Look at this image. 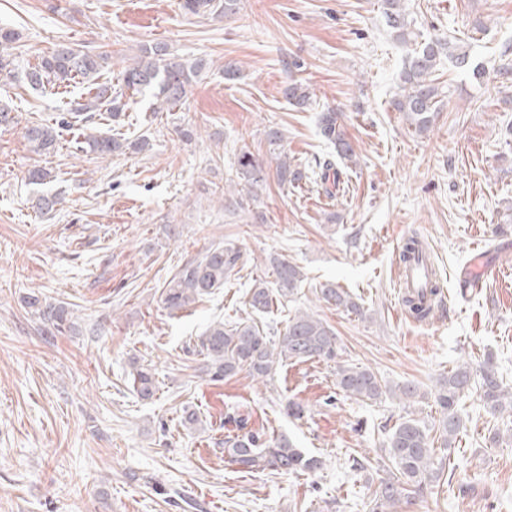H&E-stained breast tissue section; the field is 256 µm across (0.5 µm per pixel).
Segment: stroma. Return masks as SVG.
Returning a JSON list of instances; mask_svg holds the SVG:
<instances>
[{
    "label": "stroma",
    "mask_w": 512,
    "mask_h": 512,
    "mask_svg": "<svg viewBox=\"0 0 512 512\" xmlns=\"http://www.w3.org/2000/svg\"><path fill=\"white\" fill-rule=\"evenodd\" d=\"M399 36L382 0H242L235 18L191 16L181 0H0V25L19 33L15 78L0 79V512H370L395 468L385 448L403 416L424 421L435 440L438 480L397 512H512V418H493L479 387L459 400L466 427L444 448L436 385L466 363L492 360L512 385V0H405ZM465 51L469 66L441 59L434 74L439 112L415 133L394 101L409 52L429 40ZM168 44L186 59H212L172 112L135 95L119 122L150 149L103 159L74 154L72 131L56 151L31 152L23 128L59 124L82 79L55 89L24 83L29 66L56 44L109 56L103 78L117 84L142 45ZM241 76L225 81V60ZM484 67L473 79V66ZM306 84V108L283 94ZM342 112L357 161L340 164L339 192L317 185L316 159L334 147L317 117ZM191 126L192 144L174 132ZM281 130L299 184L269 181L258 201L227 210L240 151L270 163L266 133ZM54 179L29 184L33 166ZM59 195L44 216L31 206ZM427 243L443 284L444 308L411 318L395 275L400 242ZM242 258L223 288L185 309H164L161 293L178 268L211 243ZM503 272L464 289L476 251ZM299 266L304 281L288 301L255 320L278 338L305 311L336 331L335 360L289 361L264 380L247 373L211 380L194 350L214 321L246 316L247 293L269 256ZM333 281L367 319L318 301ZM63 305L74 327L45 333L25 300ZM151 368L152 399L132 388L131 361ZM344 364L381 384L413 382L404 408L390 397L362 401L336 389ZM304 408L286 414V401ZM195 411L194 430L182 425ZM264 438L287 437L320 460L315 471L244 470L224 455L238 420Z\"/></svg>",
    "instance_id": "1"
}]
</instances>
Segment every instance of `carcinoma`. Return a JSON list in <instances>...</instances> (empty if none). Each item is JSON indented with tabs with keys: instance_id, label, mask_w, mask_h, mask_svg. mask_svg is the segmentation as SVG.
Listing matches in <instances>:
<instances>
[{
	"instance_id": "cac0c4a2",
	"label": "carcinoma",
	"mask_w": 512,
	"mask_h": 512,
	"mask_svg": "<svg viewBox=\"0 0 512 512\" xmlns=\"http://www.w3.org/2000/svg\"><path fill=\"white\" fill-rule=\"evenodd\" d=\"M241 0H182L181 7L192 15L216 14L230 18L240 10ZM385 14L390 26L403 29L407 25L404 0H383ZM16 40L12 30L0 28V76L12 64L2 50ZM445 50V44L436 41L425 44L409 57L402 74L404 94L398 100L397 108L405 113L414 130L422 133L429 129L437 111L438 89L432 83L437 61ZM108 55L84 50L72 44H59L40 62L27 70L26 81L33 89L59 87L80 77L94 87L93 97L75 104L73 114L82 122L80 133L73 143L74 154L95 153L106 157L114 153L131 151L142 153L150 149L145 137L131 139L116 137L106 132H90L94 113L105 110L116 121L124 112L127 103L124 97L152 92L156 111L171 112L187 94L192 78L208 69L212 62L204 57L184 59L172 53L168 46L156 43L146 46L141 54L127 64L120 72L119 87L99 82ZM289 102L304 106L309 92L300 83L290 82L284 90ZM322 137L334 145L336 154L342 159L356 162L355 151L345 138L339 113L328 110L318 119ZM60 132L54 126L32 122L25 127L24 138L37 153L55 149ZM320 169L323 191L334 194L340 185V171L334 162L326 158L316 162ZM237 178L248 188L251 198L258 197V191L266 186L269 177H275L280 185H288L303 179L300 168L293 165L288 154H276L275 172L269 173L249 151H243L237 158ZM241 259L239 249L225 245H213L204 253L186 261L167 282L161 300L165 308L179 310L190 303L214 293L224 287V282L234 272ZM269 262L274 270L275 281L259 279L249 291L247 304L253 313H266L273 299L294 294L304 281L301 269L288 260L272 257ZM318 299L329 305L344 308L361 317L366 312L352 300L351 296L334 283H324L315 288ZM408 313L417 320L433 317L442 303V286L437 274H432L429 288L424 294L406 293L403 298ZM28 305L48 329L62 331L68 322L69 311L61 306L46 303L37 296H31ZM199 352L207 360L211 377L215 381L230 379L245 370L252 377L264 379L277 366L288 360L308 361L311 359L336 358V334L332 327L321 319L303 311L288 318V325L278 342L268 338L254 319H239L227 324L221 321L211 323L199 336ZM481 378V399L486 410L496 416H512V388L503 383V378L492 366L479 371ZM472 369L461 365L448 373V379L440 384L436 398L443 414L442 433L444 447H451L454 437L463 425L457 406L460 395L471 386ZM134 391L143 399L151 398L156 391L154 377L149 369L138 367L133 374ZM336 388L349 398L376 401L383 394L406 402L418 396L416 387L399 384L388 390L376 375L362 368L340 366L336 369ZM244 421H239L243 433L224 439V455L229 462L243 469H270L273 471L297 472L312 470L317 460L306 456L286 438L269 441L252 431H244ZM386 448L394 463L395 477L382 484L371 512H395L396 504L402 497L422 488L434 477L432 448L428 429L414 418L399 422L388 436Z\"/></svg>"
}]
</instances>
